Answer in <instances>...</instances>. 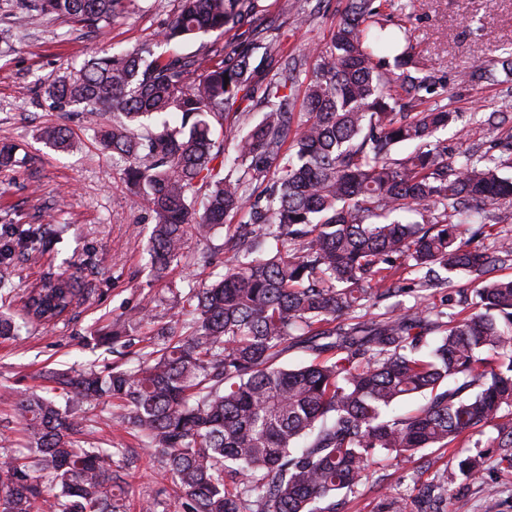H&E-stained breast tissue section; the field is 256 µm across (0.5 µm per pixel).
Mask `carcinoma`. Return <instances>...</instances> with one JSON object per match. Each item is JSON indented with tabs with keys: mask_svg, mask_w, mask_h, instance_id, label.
Wrapping results in <instances>:
<instances>
[{
	"mask_svg": "<svg viewBox=\"0 0 512 512\" xmlns=\"http://www.w3.org/2000/svg\"><path fill=\"white\" fill-rule=\"evenodd\" d=\"M134 2L20 0L19 14L100 31ZM380 7L347 0L307 70L272 19L231 55L163 56L141 46L94 56L45 83L61 111L112 113L99 143L124 163L151 212L155 278L190 258V238H207L230 217L240 223L224 242L233 251L224 273L180 297L184 319L145 305L114 325V338L132 322L151 325L137 368H49L40 377L53 397L31 392L11 402L25 451L0 465V512H125L112 470L125 449L85 447L112 421L165 464L180 512H336V493L354 492L383 460L464 441L478 448L487 426L497 447L512 449V279L499 275L512 267V211L487 224L489 208L512 198V178L501 176L512 167V132L497 139L498 155L473 144L448 156L433 136L456 114L429 98L445 83L409 47L395 55V70L382 68L378 53L397 39ZM255 10V0H182L161 41L226 34ZM256 49L276 67L250 107ZM501 74L512 79L511 50L468 80L498 83ZM253 108L258 119L224 129L229 113ZM41 140L77 147L60 125L44 128ZM404 144L414 150L396 155ZM496 224L491 247L473 245ZM59 234L54 224H0V264L19 247L45 254ZM398 261L411 264L421 290L448 288L460 273L477 288L459 295L458 311L427 303L372 316L378 302L406 293L391 273ZM75 291L71 277L45 280L28 292L26 315L56 321ZM22 328L0 312V338ZM290 348L310 360L284 363ZM414 395L425 398L415 413H391ZM482 465L475 454L457 468L474 479ZM446 492L443 472L420 489V512H440Z\"/></svg>",
	"mask_w": 512,
	"mask_h": 512,
	"instance_id": "carcinoma-1",
	"label": "carcinoma"
}]
</instances>
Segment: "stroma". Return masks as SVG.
<instances>
[{
  "mask_svg": "<svg viewBox=\"0 0 512 512\" xmlns=\"http://www.w3.org/2000/svg\"><path fill=\"white\" fill-rule=\"evenodd\" d=\"M345 0H324L307 23L284 26L286 50L307 56L309 48L328 40ZM180 0H136L135 9L104 33L89 32L66 18L35 14L16 22V0H0V144L14 145L18 165L0 167V224L26 229L59 224L63 231L42 259L15 253L8 265V285L18 300L11 312L21 316L19 300L27 288L62 272L78 276L89 294L56 324L33 326L14 339L0 338V397L36 388L46 368H103L115 363L134 368L147 344V327L127 331L116 342L103 343L116 319L144 301H154L159 314L175 316L176 291L201 285L222 273L228 260L222 247L226 229L211 237L209 266H178L154 279L144 249L150 214L123 179L122 166L104 152L99 129L111 122L102 111L60 112L44 96L45 81L80 68L92 56L144 44L164 52L158 35L178 13ZM388 22L403 24L406 35L433 74L447 82L449 111L458 119L438 131L449 152L476 141L492 144L495 137L482 124L495 111L504 87L472 83L468 73L481 62L512 49V0H411L399 11L395 0H381ZM66 126L81 141L75 153H62L38 139L42 126ZM496 432L486 428L480 452L484 467L466 480L457 474L463 448H428L423 459L385 461L371 470L355 492L338 494L337 512H384L389 497L414 502L420 485L448 472L444 512H512V468L500 459ZM126 477L123 499L128 512H139L142 495H154L161 512H177L174 485L156 460L137 452L134 460L117 457Z\"/></svg>",
  "mask_w": 512,
  "mask_h": 512,
  "instance_id": "obj_1",
  "label": "stroma"
}]
</instances>
